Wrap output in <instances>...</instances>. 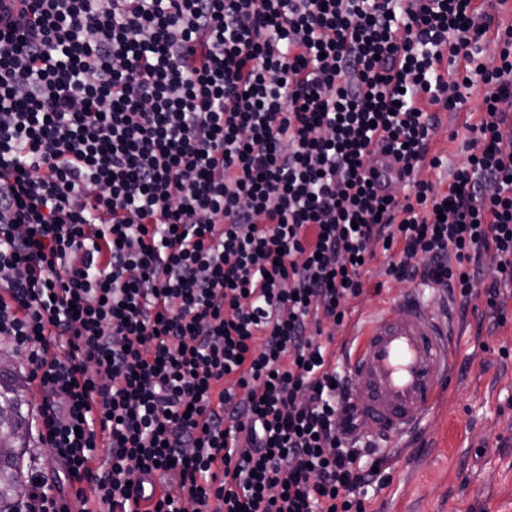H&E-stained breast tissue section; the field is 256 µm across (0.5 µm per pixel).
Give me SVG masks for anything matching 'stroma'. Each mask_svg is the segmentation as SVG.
<instances>
[{
    "label": "stroma",
    "instance_id": "35a3bbf8",
    "mask_svg": "<svg viewBox=\"0 0 512 512\" xmlns=\"http://www.w3.org/2000/svg\"><path fill=\"white\" fill-rule=\"evenodd\" d=\"M480 92L457 109H439L432 152L442 154L441 168L425 178L446 188L450 171L463 159V147L449 133L464 112H478ZM387 257L377 254L365 278V290L337 327L332 350L336 367L360 345L364 325L394 298L414 294L445 313L452 325V372L444 394L416 435L396 448L390 479L367 489V512H512V288L504 289L506 321L486 310L484 298L473 308L459 304L422 282L386 279Z\"/></svg>",
    "mask_w": 512,
    "mask_h": 512
}]
</instances>
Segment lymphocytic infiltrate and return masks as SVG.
I'll use <instances>...</instances> for the list:
<instances>
[{"instance_id": "lymphocytic-infiltrate-1", "label": "lymphocytic infiltrate", "mask_w": 512, "mask_h": 512, "mask_svg": "<svg viewBox=\"0 0 512 512\" xmlns=\"http://www.w3.org/2000/svg\"><path fill=\"white\" fill-rule=\"evenodd\" d=\"M479 0H18L0 18V345L62 475L11 512H366L320 341L377 253L503 314L512 22ZM490 36L492 65L472 41ZM451 74H444V67ZM482 82L446 191L432 108ZM404 195H397V188ZM492 275H485V265ZM105 444L104 463L96 448ZM88 492L68 496V485Z\"/></svg>"}]
</instances>
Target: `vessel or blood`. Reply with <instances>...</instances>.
Here are the masks:
<instances>
[{
	"mask_svg": "<svg viewBox=\"0 0 512 512\" xmlns=\"http://www.w3.org/2000/svg\"><path fill=\"white\" fill-rule=\"evenodd\" d=\"M348 402L374 438L399 443L413 434L451 371L448 324L406 294L377 316L347 363Z\"/></svg>",
	"mask_w": 512,
	"mask_h": 512,
	"instance_id": "obj_1",
	"label": "vessel or blood"
}]
</instances>
